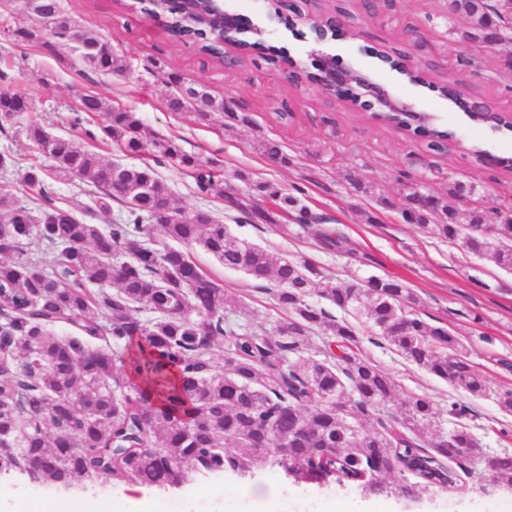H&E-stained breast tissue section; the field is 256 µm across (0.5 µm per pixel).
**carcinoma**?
Returning <instances> with one entry per match:
<instances>
[{
  "label": "carcinoma",
  "mask_w": 512,
  "mask_h": 512,
  "mask_svg": "<svg viewBox=\"0 0 512 512\" xmlns=\"http://www.w3.org/2000/svg\"><path fill=\"white\" fill-rule=\"evenodd\" d=\"M24 16L59 39L74 26L61 0H26ZM137 9L161 14L174 37L200 39L225 58L224 45L245 52L272 51L261 39L242 35L243 25L220 29L210 0H141ZM451 15L469 22L473 38L502 41L512 33V0H450ZM82 59L104 74L125 70L112 44L77 30ZM194 107L205 118L224 110L203 86L180 85L168 107ZM29 109L18 95L0 96V130ZM80 111L105 112L102 139L121 150L158 154L193 170L198 189L224 199L231 209L275 222L273 213L250 206L222 190L219 172L204 166L174 142L147 138L133 112L113 109L97 95H84ZM35 148L52 161L29 167L24 183L41 204H52L43 224L26 220L30 208L0 192V475L19 472L33 483L68 488L73 482L109 480L164 488L185 477L227 473L249 477L279 468L296 482L355 485L380 490L377 476L414 477L400 490L451 489L461 476L482 478V465L469 449L480 439L463 423L469 406L448 403L453 427L430 442L419 430L436 418L432 400L398 395L393 376L359 350L357 331L309 301L314 286L329 304L363 319L367 328L410 363L448 383L466 397L486 391L459 339L443 325L421 317L420 301L398 278L341 281L321 274L312 262L288 260L231 235L204 209L174 207L168 185L145 166L106 162L73 140L51 134L39 123L25 128ZM429 148L441 151L453 134L427 128ZM77 180L98 191L103 211L117 200L126 220L108 231L79 220L57 203L53 182ZM256 191L304 227L318 218L301 199L268 185ZM401 215L426 232L488 256L512 270V206L468 211V223L444 199L419 183L407 186ZM170 240L149 248V226ZM50 250L24 253L32 234ZM200 246L225 268L256 282L272 281L276 307L287 318L275 335L257 336L224 322L229 304L224 286L205 274L189 249ZM149 313L144 320L141 314ZM66 325L72 334L51 335ZM326 336L311 350V334ZM105 342V346L97 342ZM223 361L216 369L214 359ZM378 414L376 426L362 421ZM290 452L283 458L277 445ZM494 482L512 486V453L490 456Z\"/></svg>",
  "instance_id": "carcinoma-1"
}]
</instances>
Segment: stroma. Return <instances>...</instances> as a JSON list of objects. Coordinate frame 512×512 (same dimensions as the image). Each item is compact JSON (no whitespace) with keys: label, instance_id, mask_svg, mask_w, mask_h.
Returning <instances> with one entry per match:
<instances>
[{"label":"stroma","instance_id":"obj_1","mask_svg":"<svg viewBox=\"0 0 512 512\" xmlns=\"http://www.w3.org/2000/svg\"><path fill=\"white\" fill-rule=\"evenodd\" d=\"M124 2L61 0L79 28L108 40L125 62L123 74L105 75L64 45L52 50L38 39L20 40L14 34L23 23L20 2L0 0V91L22 96L29 104L28 112L0 132V152L14 160L0 169V192L29 207L38 205L23 183L25 171L45 161L26 137L32 121L104 160L145 163V156L87 137V130H99L107 116L98 112L79 117V101L86 94L137 113L148 133L173 141L201 162H216L224 170L225 190L250 194L260 183L289 193L301 189L319 227L348 244L349 253L322 249L312 230L289 218L265 224L229 210L219 196L199 193L191 170L166 162L153 166L169 186L175 207L207 210L233 236L277 256L308 259L323 274L339 279L404 280L419 297L424 319L458 336L486 381V393L469 401L474 416L468 421L484 451H512V412L496 399L498 392L512 389V271L406 223L400 211L412 182L422 183L461 212L471 202L449 196L457 183L474 185V200L486 207L512 204V136L464 115L436 90L450 80L497 111L512 113V42L489 46L474 40L466 18L449 15L448 0H395L388 9L371 6L369 0H302L303 17L291 27L285 24L291 12L284 0H224L226 9L264 28L266 44L296 60L289 75L282 63L257 54L226 67L197 44L169 35L151 17L127 9ZM339 9L350 16L345 28L326 44H317L310 17ZM321 52L333 56L337 67L360 68L416 110L434 115L435 125L456 133L458 146L430 150L425 133L396 129L376 112L310 85L306 76L314 72ZM382 52L397 61L415 57L420 83H410L383 65L378 59ZM178 77L204 84L223 100V111L202 120L190 107L170 110L167 101L177 90ZM240 113L247 115V122L237 121ZM270 140L288 155L289 164L266 156L264 145ZM474 144L490 154V162L475 161L469 151ZM55 192L78 219L106 230L125 214L118 202L111 211H101L90 187L76 181L56 183ZM190 254L232 295L225 320L260 336L271 335L282 313L264 285L224 268L200 247ZM358 335L362 352L395 378L401 394H421L433 401L437 417L421 428L420 437L428 440L448 430V403L458 399V391L405 360L386 341H372L366 329ZM380 481L382 492L366 494L333 482L297 484L277 468L262 469L250 481L189 473L177 487L154 489L142 512H487L489 503H512L511 488L467 477L455 489L420 488L411 497L400 493L398 474L381 476ZM251 482L273 488L274 496L248 494ZM66 494L80 500L107 498L112 512H126L120 486L107 481H78L66 492L19 473L0 476V512H57Z\"/></svg>","mask_w":512,"mask_h":512}]
</instances>
